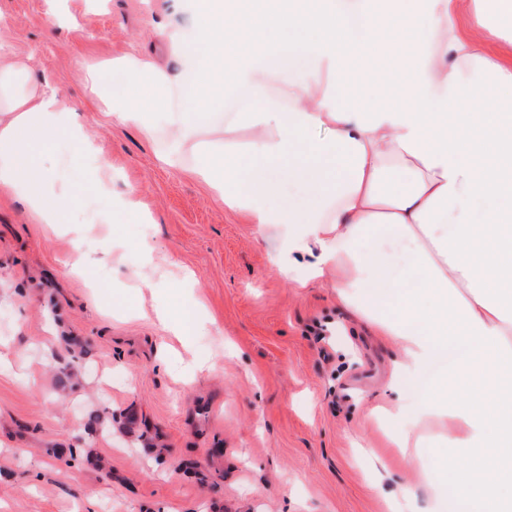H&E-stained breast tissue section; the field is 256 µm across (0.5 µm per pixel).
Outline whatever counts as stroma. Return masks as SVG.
Returning <instances> with one entry per match:
<instances>
[{
    "label": "stroma",
    "instance_id": "35a3bbf8",
    "mask_svg": "<svg viewBox=\"0 0 512 512\" xmlns=\"http://www.w3.org/2000/svg\"><path fill=\"white\" fill-rule=\"evenodd\" d=\"M0 0V47L79 110L90 143L36 147L56 184L111 168L78 232L33 223L0 194V512H478L448 486V442L395 448L370 404L414 413L431 379L329 283L271 269L279 242L165 164L177 140L114 122L85 68L150 52L189 63L160 30L191 34L194 0ZM137 215H123L127 201ZM196 279L181 287L185 271ZM192 309L183 342L155 317Z\"/></svg>",
    "mask_w": 512,
    "mask_h": 512
}]
</instances>
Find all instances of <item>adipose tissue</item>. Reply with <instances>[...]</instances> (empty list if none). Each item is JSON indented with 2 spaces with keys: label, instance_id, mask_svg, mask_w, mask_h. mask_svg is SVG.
I'll return each instance as SVG.
<instances>
[{
  "label": "adipose tissue",
  "instance_id": "adipose-tissue-1",
  "mask_svg": "<svg viewBox=\"0 0 512 512\" xmlns=\"http://www.w3.org/2000/svg\"><path fill=\"white\" fill-rule=\"evenodd\" d=\"M310 2L299 13L197 0L192 36L166 35L195 62L191 87L130 56L119 66L131 92L106 105L145 135L164 126L213 156L239 152L223 176L194 173L228 210L282 233L277 274L335 282L357 312L365 299L395 303L392 320L367 319L403 356L393 372L456 350L413 423L460 449L444 466L458 494L512 512V0H378L370 13L356 0ZM278 47L311 54L314 67L277 100L268 86ZM354 50L367 68L403 76L402 105L372 87L367 108L341 106ZM228 74L256 105L225 113L224 143L200 142ZM319 129L328 138L312 139ZM51 133L89 140L59 93L31 83L27 61L0 54V193L38 224L67 223L73 201L32 156ZM380 236L407 244L409 286L366 248Z\"/></svg>",
  "mask_w": 512,
  "mask_h": 512
}]
</instances>
